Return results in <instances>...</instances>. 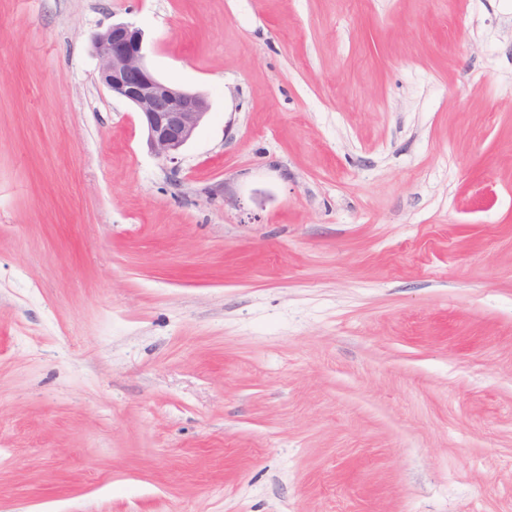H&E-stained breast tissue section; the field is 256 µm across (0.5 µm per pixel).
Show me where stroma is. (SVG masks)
<instances>
[{
	"label": "stroma",
	"mask_w": 512,
	"mask_h": 512,
	"mask_svg": "<svg viewBox=\"0 0 512 512\" xmlns=\"http://www.w3.org/2000/svg\"><path fill=\"white\" fill-rule=\"evenodd\" d=\"M0 512H512V0H0ZM91 44L102 84L139 114L149 149L174 160L210 113L207 99L157 77L146 63L142 30L131 23L93 33Z\"/></svg>",
	"instance_id": "1"
}]
</instances>
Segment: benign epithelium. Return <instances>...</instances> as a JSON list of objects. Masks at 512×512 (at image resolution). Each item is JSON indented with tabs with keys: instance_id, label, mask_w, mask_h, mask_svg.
Instances as JSON below:
<instances>
[{
	"instance_id": "obj_1",
	"label": "benign epithelium",
	"mask_w": 512,
	"mask_h": 512,
	"mask_svg": "<svg viewBox=\"0 0 512 512\" xmlns=\"http://www.w3.org/2000/svg\"><path fill=\"white\" fill-rule=\"evenodd\" d=\"M91 44L102 84L139 114L149 149L175 159L206 119L207 99L157 77L146 63L142 30L131 23L93 33Z\"/></svg>"
}]
</instances>
